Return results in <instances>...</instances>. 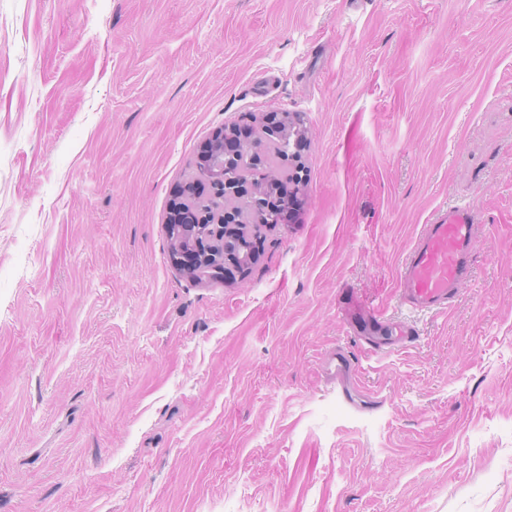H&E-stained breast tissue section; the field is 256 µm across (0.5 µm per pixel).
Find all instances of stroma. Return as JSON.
Here are the masks:
<instances>
[{"instance_id": "35a3bbf8", "label": "stroma", "mask_w": 512, "mask_h": 512, "mask_svg": "<svg viewBox=\"0 0 512 512\" xmlns=\"http://www.w3.org/2000/svg\"><path fill=\"white\" fill-rule=\"evenodd\" d=\"M273 112L294 215L179 272L175 191ZM458 204L471 276L417 311ZM0 512H512V0H0ZM480 224L470 208L455 206L425 224L405 253L398 276L403 302L419 311L448 307L459 285L471 273ZM359 314L362 316L361 321H349L348 325L357 333L363 334V338L370 342H375V331L382 324V316L373 305H368L367 308L360 310Z\"/></svg>"}]
</instances>
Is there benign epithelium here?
Instances as JSON below:
<instances>
[{"instance_id":"obj_1","label":"benign epithelium","mask_w":512,"mask_h":512,"mask_svg":"<svg viewBox=\"0 0 512 512\" xmlns=\"http://www.w3.org/2000/svg\"><path fill=\"white\" fill-rule=\"evenodd\" d=\"M305 138V126L298 113L283 114L273 121L263 118L236 128L215 131L199 158L198 176L186 181L176 194L170 223L174 224L172 252L178 267L186 274L201 277L225 274L228 267H240L253 251L239 240L242 225L257 231L272 225L275 207L293 201L303 186L298 153ZM288 143L284 160L290 173L274 193L250 178L232 183V166L242 154L262 157L270 140Z\"/></svg>"}]
</instances>
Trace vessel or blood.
Segmentation results:
<instances>
[{
    "label": "vessel or blood",
    "mask_w": 512,
    "mask_h": 512,
    "mask_svg": "<svg viewBox=\"0 0 512 512\" xmlns=\"http://www.w3.org/2000/svg\"><path fill=\"white\" fill-rule=\"evenodd\" d=\"M477 219L470 208L455 206L425 225L405 253L398 276V291L403 302L419 311L445 309L459 285L471 273ZM382 323L375 306L361 312L352 328L372 339Z\"/></svg>",
    "instance_id": "obj_1"
}]
</instances>
